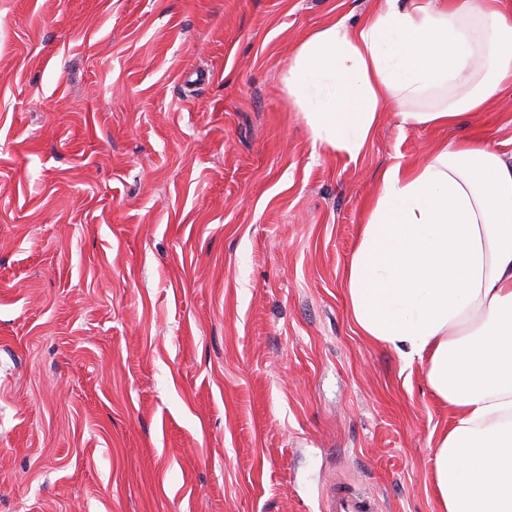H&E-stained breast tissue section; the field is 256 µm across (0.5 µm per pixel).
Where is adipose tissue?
<instances>
[{
	"label": "adipose tissue",
	"instance_id": "adipose-tissue-1",
	"mask_svg": "<svg viewBox=\"0 0 512 512\" xmlns=\"http://www.w3.org/2000/svg\"><path fill=\"white\" fill-rule=\"evenodd\" d=\"M313 144L357 160L387 103L448 125L512 86V14L499 0H381L329 22L283 76ZM346 299L362 336L425 365L453 412L434 471L445 512H512V153L445 143L393 165L361 229Z\"/></svg>",
	"mask_w": 512,
	"mask_h": 512
}]
</instances>
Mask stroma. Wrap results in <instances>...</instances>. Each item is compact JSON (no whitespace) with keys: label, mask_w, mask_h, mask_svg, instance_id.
Instances as JSON below:
<instances>
[{"label":"stroma","mask_w":512,"mask_h":512,"mask_svg":"<svg viewBox=\"0 0 512 512\" xmlns=\"http://www.w3.org/2000/svg\"><path fill=\"white\" fill-rule=\"evenodd\" d=\"M375 0H0V512H443L452 412L360 336L346 271L384 169L482 136L387 105L352 161L281 76ZM321 512H378L376 500L358 488L333 482L321 498Z\"/></svg>","instance_id":"obj_1"}]
</instances>
